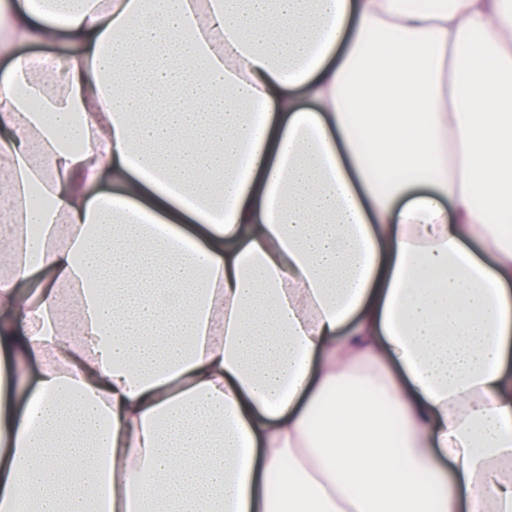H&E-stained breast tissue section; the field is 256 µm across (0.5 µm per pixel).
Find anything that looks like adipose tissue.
<instances>
[{
    "label": "adipose tissue",
    "instance_id": "obj_1",
    "mask_svg": "<svg viewBox=\"0 0 512 512\" xmlns=\"http://www.w3.org/2000/svg\"><path fill=\"white\" fill-rule=\"evenodd\" d=\"M0 13V512H512V0ZM72 46L60 39L54 42H10L0 32V73L17 56H67Z\"/></svg>",
    "mask_w": 512,
    "mask_h": 512
}]
</instances>
